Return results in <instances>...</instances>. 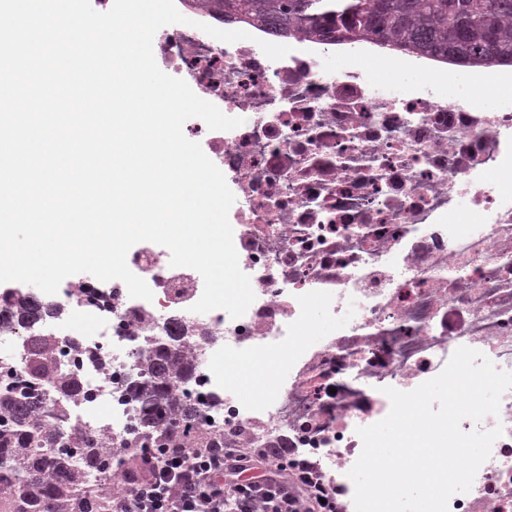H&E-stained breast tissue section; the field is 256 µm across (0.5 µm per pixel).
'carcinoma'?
<instances>
[{"instance_id": "1", "label": "carcinoma", "mask_w": 512, "mask_h": 512, "mask_svg": "<svg viewBox=\"0 0 512 512\" xmlns=\"http://www.w3.org/2000/svg\"><path fill=\"white\" fill-rule=\"evenodd\" d=\"M195 11L226 23L267 28L283 40L302 36L430 56L466 68L512 66V0H186ZM13 320L27 340L23 378L0 390V512H106V498L86 484V473L130 474L132 458H115L90 431H63L55 421L64 403L38 392L42 382L66 400L78 383L59 371L54 337L39 323L48 310L18 290ZM185 328L142 356L147 385L128 394L140 407L141 431L125 448H205L224 444V433L207 430L195 406L175 397L171 380L193 376L182 350Z\"/></svg>"}]
</instances>
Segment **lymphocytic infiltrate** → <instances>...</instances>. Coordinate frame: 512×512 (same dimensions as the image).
I'll return each instance as SVG.
<instances>
[{"instance_id":"1","label":"lymphocytic infiltrate","mask_w":512,"mask_h":512,"mask_svg":"<svg viewBox=\"0 0 512 512\" xmlns=\"http://www.w3.org/2000/svg\"><path fill=\"white\" fill-rule=\"evenodd\" d=\"M288 448H147L141 478L105 487L109 512H336V489Z\"/></svg>"}]
</instances>
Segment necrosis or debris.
<instances>
[{
	"instance_id": "necrosis-or-debris-1",
	"label": "necrosis or debris",
	"mask_w": 512,
	"mask_h": 512,
	"mask_svg": "<svg viewBox=\"0 0 512 512\" xmlns=\"http://www.w3.org/2000/svg\"><path fill=\"white\" fill-rule=\"evenodd\" d=\"M197 26L163 31L154 52L201 94L241 118L229 131L188 129L235 196L231 226L239 266L256 299L240 318L191 312L203 288L173 273L163 252L129 250L127 264L153 292L131 298L119 280L77 301L43 296L73 324L56 357L81 382L68 424L118 451L137 431L126 393L140 356L171 324L195 331L183 349L196 366L177 395L197 402L208 429L231 448H294L336 484L338 512H355L348 476L356 430L385 418L384 390L434 378L459 347L512 371V106L441 96L432 81L385 95L372 68H319L344 43L298 37L269 59L268 32L227 43ZM335 328L319 344L312 310ZM261 358L274 374L262 393L225 369ZM502 426L471 489L449 512H512V390L498 416L463 430Z\"/></svg>"
}]
</instances>
